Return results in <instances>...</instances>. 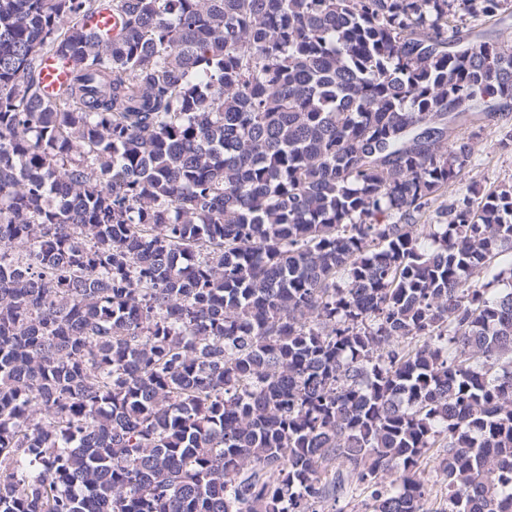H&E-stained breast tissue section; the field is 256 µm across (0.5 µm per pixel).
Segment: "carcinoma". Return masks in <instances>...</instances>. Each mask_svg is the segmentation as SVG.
<instances>
[{
    "label": "carcinoma",
    "mask_w": 512,
    "mask_h": 512,
    "mask_svg": "<svg viewBox=\"0 0 512 512\" xmlns=\"http://www.w3.org/2000/svg\"><path fill=\"white\" fill-rule=\"evenodd\" d=\"M505 14L0 0V512H512ZM41 89L45 96L55 95L70 77L69 69L58 57L45 56L41 60ZM500 116L490 125L475 123L469 128L472 131V156L471 164L462 180L448 189V193L442 197L431 209L430 218L432 224H436L435 209L441 205H449L453 201L470 195L472 183L477 181L481 190L494 189L501 185H512V150L503 151L498 148L499 137L512 130V112ZM429 217L423 218L424 220Z\"/></svg>",
    "instance_id": "1"
}]
</instances>
